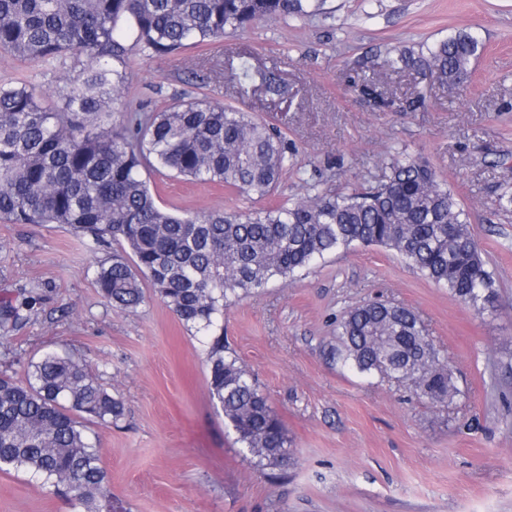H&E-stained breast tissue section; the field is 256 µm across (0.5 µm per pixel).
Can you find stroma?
<instances>
[{"label":"stroma","mask_w":512,"mask_h":512,"mask_svg":"<svg viewBox=\"0 0 512 512\" xmlns=\"http://www.w3.org/2000/svg\"><path fill=\"white\" fill-rule=\"evenodd\" d=\"M222 42L133 55L124 97L158 111L203 94L281 128L297 150L272 200L157 178L171 210L248 212L318 191L375 183L393 156L427 160L468 214L493 275L476 312L395 253L355 245L292 281H270L224 311V343L282 419L294 463L270 477L246 458L209 395L206 349L157 296L112 309L95 277L112 246L89 250L61 224L0 219V301L42 297L22 328L0 331V373L25 378L50 351L84 358L124 414L89 434L125 512H512V0H318ZM484 51L461 96L411 71L398 50L458 30ZM250 55L284 89L240 86ZM71 63L37 67L0 51V83L51 91ZM391 100L382 110L359 88ZM377 297L414 310L447 356L460 397L431 405L409 384L336 367L324 350L336 317ZM0 512H73L30 474L0 472Z\"/></svg>","instance_id":"stroma-1"}]
</instances>
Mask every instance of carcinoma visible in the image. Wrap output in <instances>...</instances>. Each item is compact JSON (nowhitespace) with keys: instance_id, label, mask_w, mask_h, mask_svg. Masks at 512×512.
<instances>
[{"instance_id":"1","label":"carcinoma","mask_w":512,"mask_h":512,"mask_svg":"<svg viewBox=\"0 0 512 512\" xmlns=\"http://www.w3.org/2000/svg\"><path fill=\"white\" fill-rule=\"evenodd\" d=\"M316 7L313 0H0L1 51L34 65L74 60L58 86L59 106L29 84L0 85V219L63 224L94 250L116 244L96 271L101 296L115 309L135 310L145 302L146 280L187 330L207 339L210 396L236 442L272 470L290 464L288 434L224 346L232 299L354 245L395 251L478 312L494 297L464 209L421 159H392L374 186L251 213L172 212L157 202L152 172L265 199L290 148L276 125L206 98L156 112L128 108L130 56L216 43L229 30ZM482 51L461 30L417 53L401 50L389 63L462 91ZM237 69L242 84L258 74L245 54ZM21 320L20 307L0 304V330ZM327 357L361 375L408 383L432 404L463 395L425 324L403 305L375 300L348 311L336 321ZM122 413L81 357L47 352L29 365L26 381L0 376V471L41 479L75 512H104L111 479L85 422L112 424Z\"/></svg>"}]
</instances>
